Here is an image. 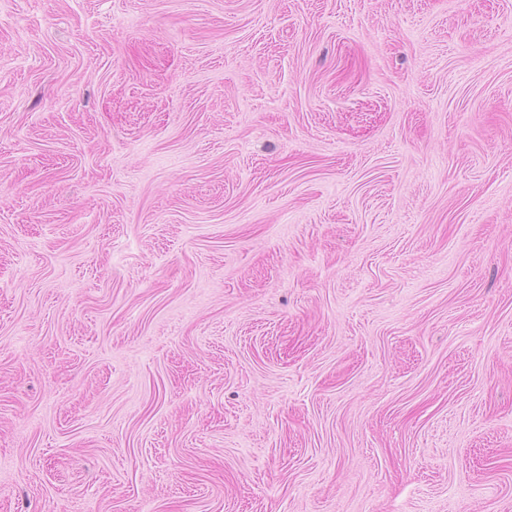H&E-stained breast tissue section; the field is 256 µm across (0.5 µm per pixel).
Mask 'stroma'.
I'll return each mask as SVG.
<instances>
[{
  "mask_svg": "<svg viewBox=\"0 0 512 512\" xmlns=\"http://www.w3.org/2000/svg\"><path fill=\"white\" fill-rule=\"evenodd\" d=\"M0 512H512V0H0Z\"/></svg>",
  "mask_w": 512,
  "mask_h": 512,
  "instance_id": "obj_1",
  "label": "stroma"
}]
</instances>
